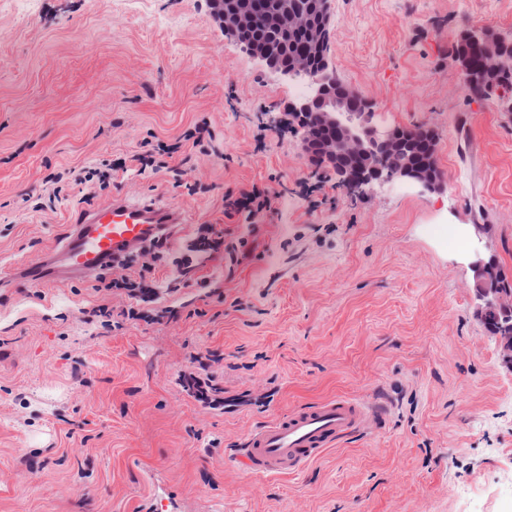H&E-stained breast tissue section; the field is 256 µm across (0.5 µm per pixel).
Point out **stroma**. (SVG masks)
<instances>
[{
    "label": "stroma",
    "instance_id": "stroma-1",
    "mask_svg": "<svg viewBox=\"0 0 512 512\" xmlns=\"http://www.w3.org/2000/svg\"><path fill=\"white\" fill-rule=\"evenodd\" d=\"M337 76L393 127L438 135L436 192L350 194L282 128L295 94L206 0H0V279L54 247L86 199H158L193 219L115 267L155 280L173 320L122 318L93 282L0 288V512H512V368L477 314L474 257L512 281V114L471 99L460 28L512 39V0H331ZM213 138L180 180L116 174L51 198L50 175ZM270 186L276 210L224 216ZM197 193H189V186ZM213 225L224 245L197 243ZM105 323L90 317L102 303ZM209 351L224 403L184 374ZM382 410L302 471L254 475L226 451L315 401Z\"/></svg>",
    "mask_w": 512,
    "mask_h": 512
}]
</instances>
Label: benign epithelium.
Wrapping results in <instances>:
<instances>
[{"label":"benign epithelium","mask_w":512,"mask_h":512,"mask_svg":"<svg viewBox=\"0 0 512 512\" xmlns=\"http://www.w3.org/2000/svg\"><path fill=\"white\" fill-rule=\"evenodd\" d=\"M210 15L224 31V37L258 61L261 67L279 81L294 82L310 71L309 61L297 59L290 66H276L269 52L253 42L242 40L244 32L255 24L249 11L221 7V0H207ZM316 13H300L283 2L277 14V26L283 33L306 32L317 57L319 68L311 79L308 95L291 104V115L297 122L303 151L311 158L339 160V182L358 193L380 183H399L420 194L434 192L443 179L432 165L407 163L394 172L383 171L381 160L391 152L406 149L401 135L389 127L373 123L372 105L351 86L336 77L330 59L332 14L330 0ZM468 41L482 51L483 69L502 78L512 77V46L500 37L472 32ZM475 293L480 301L479 313L495 340L501 361L512 367V289L503 287L502 275L492 261L476 257Z\"/></svg>","instance_id":"obj_1"}]
</instances>
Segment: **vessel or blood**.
I'll return each instance as SVG.
<instances>
[{
	"mask_svg": "<svg viewBox=\"0 0 512 512\" xmlns=\"http://www.w3.org/2000/svg\"><path fill=\"white\" fill-rule=\"evenodd\" d=\"M186 222L182 212L159 201L132 202L116 194L80 212L54 249L24 263L17 275L34 285L90 281L143 245H172ZM374 417V409L362 400L327 399L261 426L237 449L235 459L252 473L293 474Z\"/></svg>",
	"mask_w": 512,
	"mask_h": 512,
	"instance_id": "vessel-or-blood-1",
	"label": "vessel or blood"
}]
</instances>
